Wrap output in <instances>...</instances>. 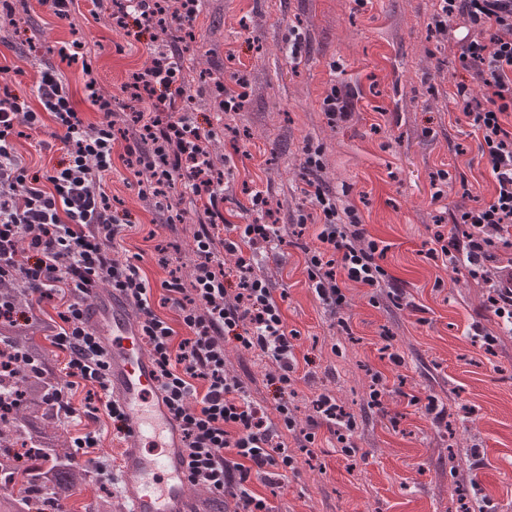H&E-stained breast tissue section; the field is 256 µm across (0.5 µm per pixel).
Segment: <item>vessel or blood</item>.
<instances>
[{
    "label": "vessel or blood",
    "mask_w": 512,
    "mask_h": 512,
    "mask_svg": "<svg viewBox=\"0 0 512 512\" xmlns=\"http://www.w3.org/2000/svg\"><path fill=\"white\" fill-rule=\"evenodd\" d=\"M84 321L107 359L109 390L123 414L120 483L127 512H200L182 430L157 386L130 302L119 291L93 289Z\"/></svg>",
    "instance_id": "obj_1"
}]
</instances>
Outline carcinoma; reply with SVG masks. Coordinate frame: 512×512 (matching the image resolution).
I'll return each mask as SVG.
<instances>
[{"instance_id": "cac0c4a2", "label": "carcinoma", "mask_w": 512, "mask_h": 512, "mask_svg": "<svg viewBox=\"0 0 512 512\" xmlns=\"http://www.w3.org/2000/svg\"><path fill=\"white\" fill-rule=\"evenodd\" d=\"M43 321H34L22 330L0 325V343H9L6 359L26 371L17 381L14 371H0V392L10 394V402H0V468L11 466L10 445L22 440L40 448L26 468L19 471L23 483L45 494L61 512L76 493L79 476L71 452L65 450L67 432L51 412L56 379L49 350L37 339L44 334ZM0 512H34L30 498L0 493Z\"/></svg>"}]
</instances>
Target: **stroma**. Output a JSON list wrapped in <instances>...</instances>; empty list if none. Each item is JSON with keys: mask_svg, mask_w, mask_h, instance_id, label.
Returning <instances> with one entry per match:
<instances>
[{"mask_svg": "<svg viewBox=\"0 0 512 512\" xmlns=\"http://www.w3.org/2000/svg\"><path fill=\"white\" fill-rule=\"evenodd\" d=\"M12 17H0V85L30 94L42 63L59 65L46 47L89 42L91 64L103 93L119 94L130 75L150 62L149 34L116 30L100 17L95 0H76L72 22L58 20L38 0H13ZM437 0H200L194 24L206 67L243 93L237 111L222 114L211 90L194 111L202 134L221 146L229 196L224 215L252 223L239 208L247 190L268 193L271 217L287 243L261 253L255 271L275 292H286L282 312L297 331L298 369L292 399L298 428H307L310 401L335 396L356 421L352 457L335 453L326 427L313 449L294 434L285 441L299 460L282 487L251 477L250 489L275 512H461L489 503L490 512H512V334L484 308L486 285L468 268L427 257L425 244L437 228H450L459 204L489 202L494 186L479 138L456 108L457 39L438 40L426 24ZM299 43L298 58L289 44ZM349 98L346 119L329 123L323 101L331 90ZM322 149L321 177L338 204L357 207L365 240L384 250L386 281L379 288L342 284L346 302L323 304L309 279L305 247L316 244L314 226L300 227L311 204L304 196L305 145ZM108 192L128 229L115 256L140 266L161 301L171 276L190 283L194 235L206 221L202 203L181 187L168 189L169 222L142 197L134 175L117 164ZM166 248L168 265L159 262ZM391 337L401 355L390 364L381 347ZM494 337L486 346L485 337ZM226 372L250 397L274 410L270 364L224 344ZM386 377L382 407L370 404L374 371ZM418 404H411V397ZM77 410L70 434L96 430L91 456L105 460L106 484L80 483L70 506L85 512L108 489L121 503L112 477L122 439L105 413H83L89 393L72 391ZM435 398L443 418L425 411Z\"/></svg>", "mask_w": 512, "mask_h": 512, "instance_id": "stroma-1", "label": "stroma"}]
</instances>
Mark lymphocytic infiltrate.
I'll return each mask as SVG.
<instances>
[{
    "mask_svg": "<svg viewBox=\"0 0 512 512\" xmlns=\"http://www.w3.org/2000/svg\"><path fill=\"white\" fill-rule=\"evenodd\" d=\"M161 0H107L103 10L113 25L150 29ZM428 29L441 37L458 35L459 61L470 83L456 87L455 103L468 124L482 136L481 151L490 167L495 194L489 203L460 207L452 213L454 230L435 235L429 257L445 256L468 266L472 276L485 277L492 250L512 232V0H438ZM58 54L67 64H80L85 88L96 106L97 123L77 111L69 86L53 67L40 72L31 97L0 89V290L29 289L35 301L58 300L56 319L49 322L52 346L66 356L64 382L53 403L74 418V387L90 385L103 395L102 404L88 403L86 416L106 410L122 414L109 400L108 364L95 337L85 326V304L93 288L105 285L122 292L142 321L143 336L156 364V380L174 418L179 421L189 454L188 479L215 497L232 495L234 512H273L265 498L246 485L260 476L283 484L296 471L298 459L284 433L295 432L296 420L287 396L294 391L297 359L293 337L283 322L281 303L267 278L254 272L255 252L277 249L284 239L273 224H228L219 209L224 181L208 142L191 113L179 111L176 100L192 95V86L174 53L121 87L134 104L131 128L118 129L113 97L101 93L85 45L72 42ZM482 96H474L472 86ZM148 102L150 113L137 105ZM53 123L51 141H37V151L59 143L68 156L64 167L43 176L29 174L16 141ZM124 152L114 156L116 139ZM304 194L316 209L318 244L307 252L309 278L318 298L340 306L345 296L338 277L380 287L385 275L376 260L375 242L363 239L354 206H337L319 173L321 152L305 148ZM133 169L146 184L186 181L194 198L203 200L208 223L194 240L196 260L192 286L179 277L164 282L165 301L175 309L177 324L157 313L150 288L138 265L115 257L125 230L106 192L114 159ZM233 268H225L226 257ZM486 309L512 332V257L489 281ZM187 331L178 338L177 327ZM270 361L268 379L280 400L277 418L251 400L243 384L224 369V338ZM204 391H197L196 381ZM313 425L326 426L335 452L353 456L355 420L335 397L319 393L311 400Z\"/></svg>",
    "mask_w": 512,
    "mask_h": 512,
    "instance_id": "1",
    "label": "lymphocytic infiltrate"
}]
</instances>
